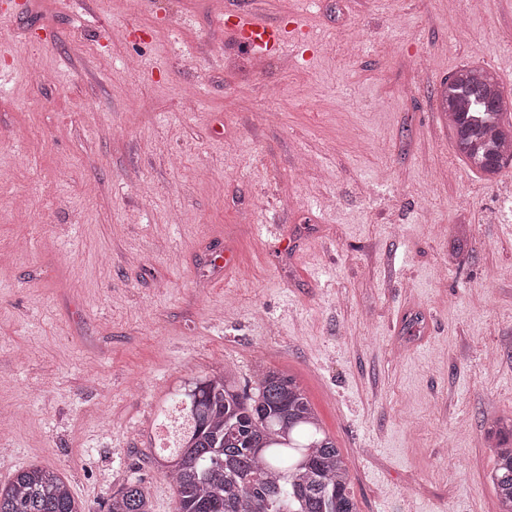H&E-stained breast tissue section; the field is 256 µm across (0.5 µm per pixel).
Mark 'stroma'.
I'll return each mask as SVG.
<instances>
[{
  "label": "stroma",
  "instance_id": "obj_1",
  "mask_svg": "<svg viewBox=\"0 0 512 512\" xmlns=\"http://www.w3.org/2000/svg\"><path fill=\"white\" fill-rule=\"evenodd\" d=\"M243 14L286 40L263 64ZM472 62L512 89V0H0V483L46 466L105 512L137 478L176 512L158 410L261 358L358 512H497L512 168L469 171L439 98Z\"/></svg>",
  "mask_w": 512,
  "mask_h": 512
}]
</instances>
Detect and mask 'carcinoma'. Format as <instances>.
I'll list each match as a JSON object with an SVG mask.
<instances>
[{
    "label": "carcinoma",
    "mask_w": 512,
    "mask_h": 512,
    "mask_svg": "<svg viewBox=\"0 0 512 512\" xmlns=\"http://www.w3.org/2000/svg\"><path fill=\"white\" fill-rule=\"evenodd\" d=\"M439 96L462 160L496 179L512 165L503 84L472 63L445 79ZM174 399L191 423L177 452L155 455L154 464L171 478L177 512H357L348 466L294 378L266 368L247 390L234 376L214 373L186 383ZM487 447L500 512H512L511 417L494 422ZM0 512L83 509L60 475L32 465L0 485ZM107 512H152L141 481L112 492Z\"/></svg>",
    "instance_id": "cac0c4a2"
}]
</instances>
